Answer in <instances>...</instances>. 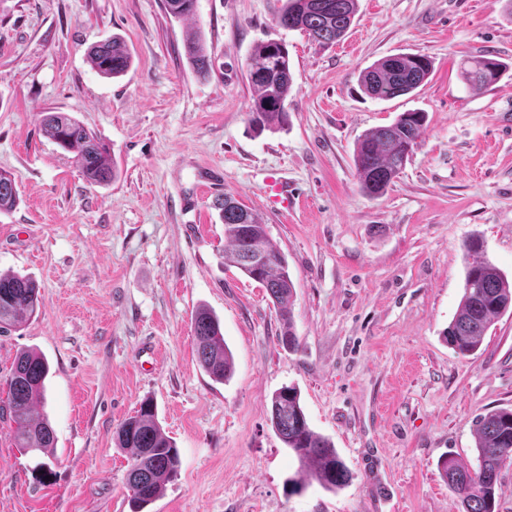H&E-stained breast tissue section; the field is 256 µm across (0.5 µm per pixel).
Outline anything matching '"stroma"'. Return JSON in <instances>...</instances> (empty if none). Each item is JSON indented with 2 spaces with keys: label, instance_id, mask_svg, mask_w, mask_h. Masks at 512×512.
I'll return each mask as SVG.
<instances>
[{
  "label": "stroma",
  "instance_id": "obj_1",
  "mask_svg": "<svg viewBox=\"0 0 512 512\" xmlns=\"http://www.w3.org/2000/svg\"><path fill=\"white\" fill-rule=\"evenodd\" d=\"M285 0H0V169L19 203L0 213V272L40 286L42 305L0 336V400L17 355L49 365L38 406L49 454L23 452L0 419V512H131V463L115 431L153 401L180 454L147 512H462L439 463L476 457L474 423L512 409V310L479 350L443 338L464 293V244L512 277V12L503 0H358L331 44L277 23ZM201 36L199 77L184 55ZM124 38L122 76L88 49ZM288 48V122L256 133L247 80L255 47ZM493 53L508 69L468 86L460 63ZM399 53L428 56L418 92L368 98L361 72ZM424 132L387 192L359 184L358 139L399 113ZM80 121L110 148L115 176L88 183L73 153L42 132L46 113ZM295 203L267 205L266 179ZM267 226L295 286L296 350L278 341L266 291L224 263L217 199ZM220 320L233 374L198 365L192 319ZM153 349L147 361L144 349ZM296 386L310 427L352 473L328 491L292 482L300 464L269 421ZM185 55L195 72L207 77L210 73V61L205 46L200 38H190L185 43Z\"/></svg>",
  "mask_w": 512,
  "mask_h": 512
}]
</instances>
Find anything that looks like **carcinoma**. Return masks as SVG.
Segmentation results:
<instances>
[{
	"instance_id": "1",
	"label": "carcinoma",
	"mask_w": 512,
	"mask_h": 512,
	"mask_svg": "<svg viewBox=\"0 0 512 512\" xmlns=\"http://www.w3.org/2000/svg\"><path fill=\"white\" fill-rule=\"evenodd\" d=\"M357 2L286 0L277 23L285 29L301 30L319 43H334L350 28ZM165 7L170 14L185 17L194 11L195 0H165ZM185 55L198 75H209L210 61L200 38L186 41ZM88 59L96 72L112 78L123 75L131 63L129 51L118 37L93 46ZM504 68L496 59L476 56L468 60L462 77L470 85L487 86L499 79ZM431 70L432 63L424 55L396 54L366 68L360 83L368 96L385 101L417 91L425 85ZM248 78L254 90L251 123L261 131L284 126L288 121L285 103L293 91L286 44L271 40L258 45ZM425 121L423 112H402L393 123L373 128L359 139L354 163L360 184L368 194L381 196L387 191L417 145ZM43 128L53 143L76 154L86 181L105 184L115 176L110 149L74 118L51 112L44 118ZM18 200L15 178L0 170V213L12 211ZM217 205L224 222V264L238 268L266 289L283 323L279 342L295 349L298 337L292 316L294 284L285 256L272 245L266 225L251 209L231 197ZM464 250V294L444 336L456 351L467 355L480 348L494 319L512 308V280L486 259L480 239L467 241ZM40 304L36 281L18 273H0V335L35 314ZM194 334L200 367L212 380L226 381L233 372V359L218 317L207 308H199L194 317ZM48 373V363L41 355L21 352L6 382V401L0 405V416L6 414L16 424L17 447L44 454L53 447V432L47 420L34 413V404L42 396ZM270 404L276 434L303 468V478L296 482V489L305 487L308 476L327 490L344 486L349 471L331 441L310 428L299 390L283 387L272 394ZM475 439L476 467L453 457L443 459L440 467L448 486L460 499L462 512H496V487L503 460L512 458V410L481 416ZM116 442L131 452L127 474L130 502L133 512H143L177 476L178 449L164 435L149 400L121 423Z\"/></svg>"
}]
</instances>
